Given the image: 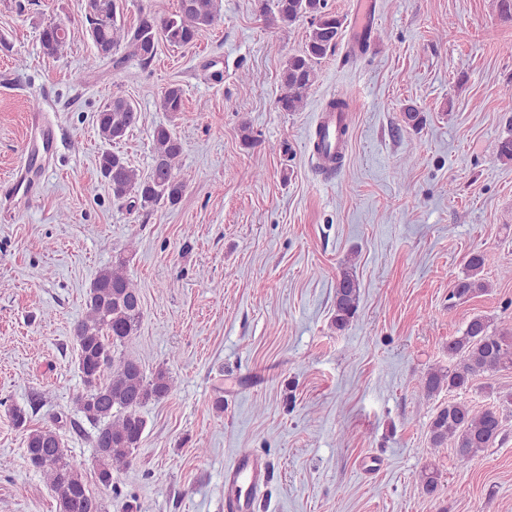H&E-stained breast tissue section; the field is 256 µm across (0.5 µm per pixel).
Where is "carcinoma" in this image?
Wrapping results in <instances>:
<instances>
[{
  "label": "carcinoma",
  "instance_id": "1",
  "mask_svg": "<svg viewBox=\"0 0 512 512\" xmlns=\"http://www.w3.org/2000/svg\"><path fill=\"white\" fill-rule=\"evenodd\" d=\"M94 47L92 64L110 61L120 65L119 49L149 66L159 41L173 47L192 44L199 32L213 25L221 11V0H177L176 9L162 17L150 13L126 25L118 19L119 0H81ZM262 12L269 22L289 27L309 19L310 27L302 49L290 56L281 75L282 93L277 106L283 112H297L316 79V67L335 51L343 19L332 11L328 0H263ZM67 30L49 24L40 34V48L47 58L58 57L66 43ZM160 108L172 114L185 111V92L178 85L164 91ZM139 111L127 99L115 96L97 114L98 134L111 145L126 138L138 124ZM155 155L149 173L140 175L126 159L110 150L98 157L100 175L115 200H127L134 207L181 200L185 184L177 170L183 153L181 140L167 127L153 131ZM492 257L481 251L466 259L467 273L458 279L450 298L467 301L487 290L479 278ZM120 259L101 269L86 294L85 308L74 323L72 335L77 351L83 389L73 399L76 412L94 426L93 444L98 460V482L112 487L113 474L132 465L133 451L139 447L146 422L140 408L151 400L167 398L175 390L172 377L161 367L147 376L141 362L119 352V347L137 333L143 309L140 289L125 272ZM360 297L359 282L344 270L336 282L333 323L345 328L355 317ZM448 354L458 359L455 369L425 373L419 390L431 397L443 389H463L486 374L512 369V328L489 330L486 319L472 317L462 335L448 339ZM14 428L25 434L26 458L54 492L58 512H106L105 503L89 489L81 470L63 450L57 430L35 427L21 407L9 410ZM503 417L496 409H476L464 402L442 406L428 426L434 448L451 447L457 465L464 468L490 447L501 433ZM423 491L434 496L441 486L438 468L427 465L419 473Z\"/></svg>",
  "mask_w": 512,
  "mask_h": 512
}]
</instances>
